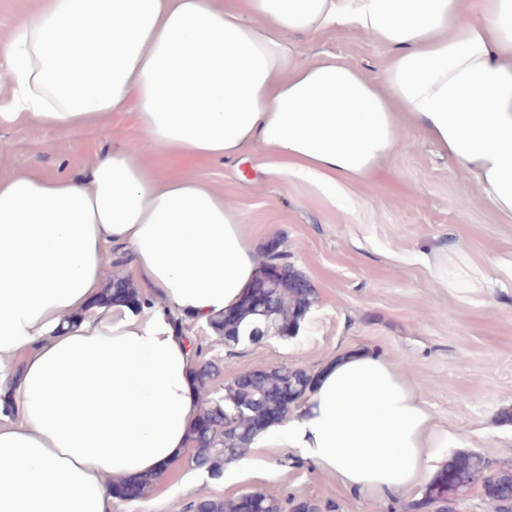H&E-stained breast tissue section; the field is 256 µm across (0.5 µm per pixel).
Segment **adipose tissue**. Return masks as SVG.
Returning <instances> with one entry per match:
<instances>
[{
	"label": "adipose tissue",
	"instance_id": "adipose-tissue-1",
	"mask_svg": "<svg viewBox=\"0 0 512 512\" xmlns=\"http://www.w3.org/2000/svg\"><path fill=\"white\" fill-rule=\"evenodd\" d=\"M334 29L387 47L385 68L304 58L301 38ZM0 75V127L67 129L131 102L162 151L225 160L257 144L331 195L410 126L512 217V0H41L0 41ZM110 246L146 304L95 305ZM433 262L444 287H474L461 250ZM258 271L223 195L159 181L139 150L79 178L0 177V396L18 411L0 418V512H112L105 475L134 483L179 457L200 414L184 324L236 309ZM454 442L398 368L350 351L253 445L377 496Z\"/></svg>",
	"mask_w": 512,
	"mask_h": 512
}]
</instances>
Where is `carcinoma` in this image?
Listing matches in <instances>:
<instances>
[{
  "mask_svg": "<svg viewBox=\"0 0 512 512\" xmlns=\"http://www.w3.org/2000/svg\"><path fill=\"white\" fill-rule=\"evenodd\" d=\"M285 252L265 250L255 284L270 278L273 263ZM303 275L288 265L274 281L268 302L259 304L248 293L235 311L234 318L218 317L207 326L224 340V345L255 343L270 334L286 337L298 331L301 320L316 303L313 288H298ZM129 304L141 302V292L123 278H115L112 287L101 293L99 304H109L116 295ZM316 377L303 369L276 367L239 373L224 384V397L204 407L191 435V462L205 468L214 477L223 467L245 455L264 427L280 421L305 402ZM286 393L288 399L274 402L270 397ZM479 487L494 512H512V462L490 464L476 452L459 454L426 486L419 498L408 504L409 512H457V506ZM240 498L219 500L200 498L186 504L184 512H241Z\"/></svg>",
  "mask_w": 512,
  "mask_h": 512,
  "instance_id": "cac0c4a2",
  "label": "carcinoma"
}]
</instances>
